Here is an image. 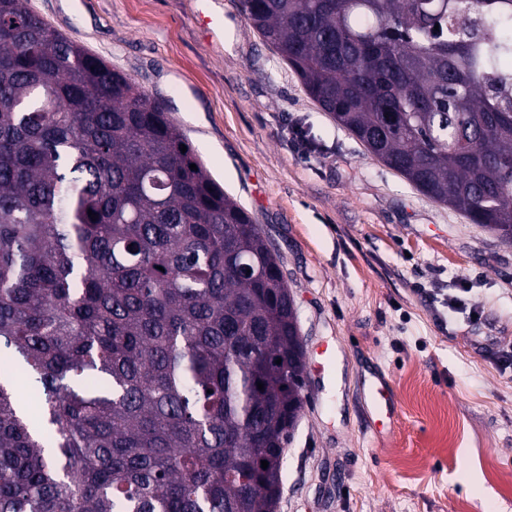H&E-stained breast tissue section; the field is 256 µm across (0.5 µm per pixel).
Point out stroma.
<instances>
[{"instance_id":"35a3bbf8","label":"stroma","mask_w":512,"mask_h":512,"mask_svg":"<svg viewBox=\"0 0 512 512\" xmlns=\"http://www.w3.org/2000/svg\"><path fill=\"white\" fill-rule=\"evenodd\" d=\"M29 5L165 108L279 256L309 365L278 512H512V247L373 157L237 0ZM294 123L320 153L293 149ZM376 372L398 404L382 436Z\"/></svg>"}]
</instances>
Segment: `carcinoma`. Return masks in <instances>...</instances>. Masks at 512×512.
I'll use <instances>...</instances> for the list:
<instances>
[{"instance_id":"cac0c4a2","label":"carcinoma","mask_w":512,"mask_h":512,"mask_svg":"<svg viewBox=\"0 0 512 512\" xmlns=\"http://www.w3.org/2000/svg\"><path fill=\"white\" fill-rule=\"evenodd\" d=\"M238 6L373 156L512 244V0ZM298 331L165 109L0 0V512H276Z\"/></svg>"}]
</instances>
